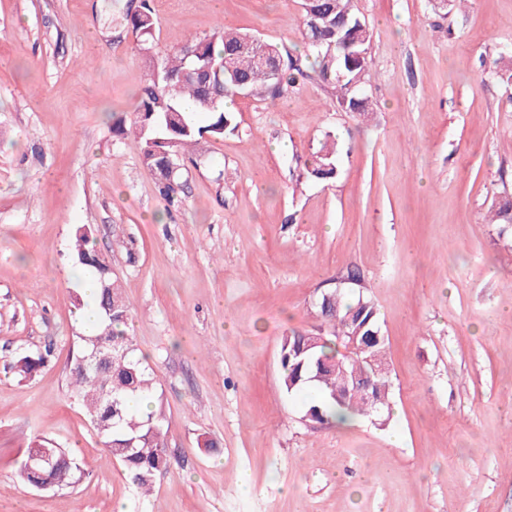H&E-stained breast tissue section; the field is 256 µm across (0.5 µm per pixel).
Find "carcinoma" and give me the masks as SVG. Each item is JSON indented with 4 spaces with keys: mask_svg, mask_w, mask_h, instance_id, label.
I'll return each instance as SVG.
<instances>
[{
    "mask_svg": "<svg viewBox=\"0 0 512 512\" xmlns=\"http://www.w3.org/2000/svg\"><path fill=\"white\" fill-rule=\"evenodd\" d=\"M304 38L310 65L323 81L337 89L339 107L368 119L373 114L369 97L360 92L369 77L367 54L371 34L354 12L352 0H310L303 3ZM122 19L140 38V50L150 51L155 19L149 0L128 8ZM278 60L277 76L256 65V53ZM224 59V71L207 80L188 72L206 59ZM306 76L302 65L284 58L281 48L255 36L219 24L201 36H192L160 60L148 58V73L132 116L117 119L113 134L128 136L141 144V161L155 176L160 195L169 204L181 201L184 184L181 169L186 154L195 150L204 135L222 137L232 127L233 110L226 101L245 94L279 96ZM337 144L324 142L313 162L305 166V177L336 178ZM490 223L499 225L498 235L512 240V199L504 198L492 210ZM72 254L76 265L87 266L98 276V307L101 321L93 336L82 335L70 363L69 381L96 431L107 457L122 465L130 483L144 495L153 489L155 476L166 469L167 426L162 395L156 379L135 353L126 334L131 315L106 257L97 250L93 229L75 227ZM352 284H340L321 295L315 309L320 317L315 335L322 343L306 348V335L291 331L281 338V385L288 394L309 388L316 393L304 417L329 422L343 409L374 416L375 409L391 403L387 378L376 374L372 364L387 361L386 339L376 341L379 312L367 287L355 272ZM358 337V350L347 351L349 337ZM98 344L116 348L112 361L100 371L81 368L84 358ZM50 350L22 351L11 370L30 379L47 364ZM370 378L374 389L354 390L356 379ZM147 401L139 413L138 399ZM46 449L55 467L48 478L57 489L74 486L81 477L80 460L49 438L37 436L26 451Z\"/></svg>",
    "mask_w": 512,
    "mask_h": 512,
    "instance_id": "carcinoma-1",
    "label": "carcinoma"
}]
</instances>
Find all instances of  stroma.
Returning a JSON list of instances; mask_svg holds the SVG:
<instances>
[{
  "label": "stroma",
  "instance_id": "stroma-1",
  "mask_svg": "<svg viewBox=\"0 0 512 512\" xmlns=\"http://www.w3.org/2000/svg\"><path fill=\"white\" fill-rule=\"evenodd\" d=\"M137 0H0V512H512V251L485 215L512 197V0H354L371 33V122L316 72L236 97V131L202 139L170 207L136 141L147 65L120 16ZM153 55L217 23L303 58L301 0H152ZM335 179H304L325 137ZM90 224L166 409L170 466L140 496L68 375L72 229ZM359 271L388 340L392 410L343 427L303 418L279 350ZM52 345L33 379L16 353ZM84 476L38 490L31 438ZM218 442L207 451L204 440Z\"/></svg>",
  "mask_w": 512,
  "mask_h": 512
}]
</instances>
